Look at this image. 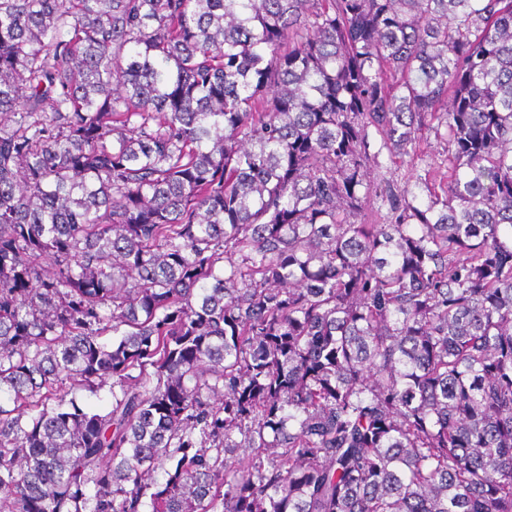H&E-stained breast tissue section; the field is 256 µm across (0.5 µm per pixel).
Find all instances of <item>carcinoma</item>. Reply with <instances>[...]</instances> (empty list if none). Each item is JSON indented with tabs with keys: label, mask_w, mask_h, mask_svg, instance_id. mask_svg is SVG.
<instances>
[{
	"label": "carcinoma",
	"mask_w": 512,
	"mask_h": 512,
	"mask_svg": "<svg viewBox=\"0 0 512 512\" xmlns=\"http://www.w3.org/2000/svg\"><path fill=\"white\" fill-rule=\"evenodd\" d=\"M0 512H512V0H0ZM111 386L112 379L110 378L105 379L99 385V388H95L93 392L79 386L69 387V384H67L66 400L74 398L85 411L103 413L108 411L112 405Z\"/></svg>",
	"instance_id": "obj_1"
}]
</instances>
